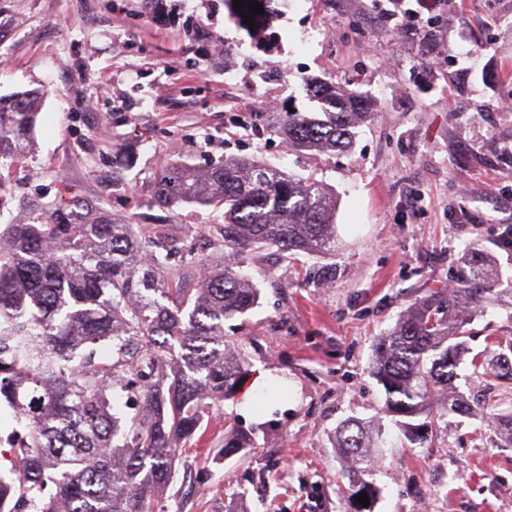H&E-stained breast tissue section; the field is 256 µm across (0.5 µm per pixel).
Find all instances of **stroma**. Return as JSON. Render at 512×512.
Here are the masks:
<instances>
[{
    "label": "stroma",
    "mask_w": 512,
    "mask_h": 512,
    "mask_svg": "<svg viewBox=\"0 0 512 512\" xmlns=\"http://www.w3.org/2000/svg\"><path fill=\"white\" fill-rule=\"evenodd\" d=\"M245 21L234 0H0V96L42 91L35 145L4 185L0 223L29 220L27 197L91 201L121 224H147L198 252L222 251L202 231L221 211L151 200L177 161L228 156L314 179L336 197V248L292 263L252 258L259 304L224 323L242 344V390L212 411L162 505L169 512H354L345 474L355 458L333 432L355 418L382 431L373 512H512V0L449 8L431 67L405 21L367 18L370 0H264ZM278 52H259L268 31ZM236 76L224 82L225 71ZM338 83L368 99L370 120L344 152H296L278 133L289 111H319L308 85ZM462 209L472 224L453 223ZM494 266L490 291L460 307L468 358L455 384L469 414L438 420L405 445L370 373L379 336L416 299L448 289L471 249ZM488 363L473 368L470 356ZM255 446L224 458V427Z\"/></svg>",
    "instance_id": "stroma-1"
}]
</instances>
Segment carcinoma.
<instances>
[{"instance_id":"1","label":"carcinoma","mask_w":512,"mask_h":512,"mask_svg":"<svg viewBox=\"0 0 512 512\" xmlns=\"http://www.w3.org/2000/svg\"><path fill=\"white\" fill-rule=\"evenodd\" d=\"M322 117L288 115L280 129L298 150H345L371 112L339 85L318 82ZM42 92L0 98L3 171L33 149ZM167 206L224 209L207 234L224 248L214 263L184 242L142 225L119 224L92 203L33 202L31 224H0V405L12 412L15 478H0V512H157L182 451L201 441L214 406L236 391L245 358L224 339V320L259 298L244 267L273 251L296 261L331 251L336 197L316 181L251 157L205 168L178 162L155 180ZM479 251L457 270L456 294L412 303L378 338L371 374L384 412L413 444L435 420L469 411L455 391L462 353L458 308L490 284ZM351 496L373 501L364 479L379 445L357 419L336 428ZM254 445L224 432V456Z\"/></svg>"}]
</instances>
